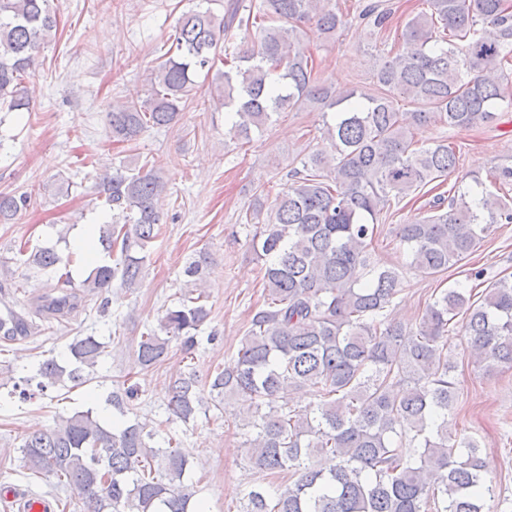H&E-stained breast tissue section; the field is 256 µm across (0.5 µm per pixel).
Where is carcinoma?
Wrapping results in <instances>:
<instances>
[{"instance_id":"cac0c4a2","label":"carcinoma","mask_w":512,"mask_h":512,"mask_svg":"<svg viewBox=\"0 0 512 512\" xmlns=\"http://www.w3.org/2000/svg\"><path fill=\"white\" fill-rule=\"evenodd\" d=\"M408 17L402 48L372 67L375 92L339 90L317 81L313 59L298 31L336 41L348 20L325 0H227L224 15H182L168 58L149 77L145 96L131 97L108 113L112 138L137 139L150 127L178 121L195 90L193 76L212 71L224 36L234 27L255 28L216 74L214 92L234 114L230 132L248 141L279 112L314 109L333 143L331 154L312 152L290 174V183L268 210L254 205L249 219L266 217L251 239L265 260L267 300L250 320L237 359L210 374L208 387L220 407L248 402L244 442L254 473L284 475L277 488L260 482L244 489L242 512H500L483 473L478 441L449 424L459 399L457 362L447 336L466 340L471 360L492 376L512 369V276L480 293L448 288L434 296L416 325L388 314L402 291L394 267L370 262L368 248L391 203L446 180L457 168L456 151L443 141L425 145L415 130L432 123L470 129L498 119L512 107V0H424ZM394 11L374 2L358 19L381 33ZM57 26L49 0H0V109L29 108L24 77ZM413 106L401 112L398 98ZM512 183V165L496 166L489 182L475 177L437 194L423 220L400 224L396 238L426 275L457 266L476 252L497 224H512V201L497 194ZM166 185L154 166H125L100 177L97 198L113 221L94 232L112 262L93 268L80 289L42 297L28 318L6 308L0 343L9 345L41 331L36 319L65 317L86 297L100 299L117 282L133 288L149 245L161 232L158 200ZM25 194L0 193V224H12L27 208ZM29 269L58 271L52 248L18 249ZM210 311L200 297L183 294L166 310L158 329L142 333L137 364L147 370L179 342L194 359L197 332ZM94 336L69 345L70 361L38 363L36 387H79L106 353ZM309 390L319 402L289 406L291 392ZM137 397L131 385L106 402L125 412ZM276 399L278 410L263 411ZM203 405L196 371L171 382L168 420L187 422ZM161 429L139 421L102 423L93 409L77 411L54 427L28 434L20 452L34 474L53 475L76 489L84 512H195L193 484L185 479L188 453Z\"/></svg>"}]
</instances>
